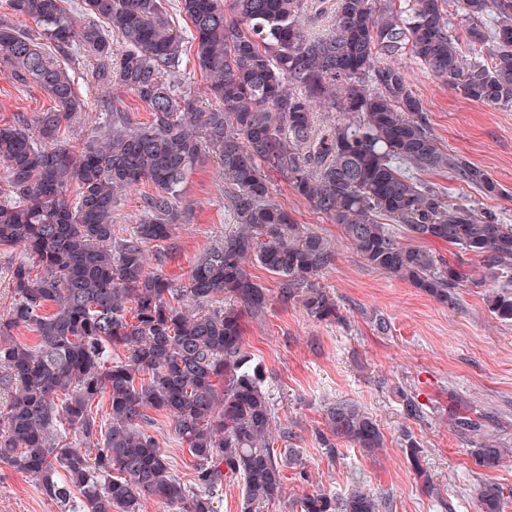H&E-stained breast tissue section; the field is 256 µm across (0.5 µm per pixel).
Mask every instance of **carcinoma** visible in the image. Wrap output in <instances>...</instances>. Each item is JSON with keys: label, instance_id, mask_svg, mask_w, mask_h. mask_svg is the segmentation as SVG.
<instances>
[{"label": "carcinoma", "instance_id": "1", "mask_svg": "<svg viewBox=\"0 0 512 512\" xmlns=\"http://www.w3.org/2000/svg\"><path fill=\"white\" fill-rule=\"evenodd\" d=\"M326 33L305 30V0H177L214 105L197 107L182 82L184 32L166 0H6L0 14V74L35 85L54 106L0 124V253L21 249L11 266L17 295L0 319V365L12 387L0 406V461L36 479L46 497L74 512H142V498L216 512L224 479L243 481L241 512L280 499L294 449L279 452L276 413L259 368L244 346L243 314L261 316L269 289L253 280L257 263L277 279L283 304L341 318L334 296L316 282L336 252L302 230L271 199V171L285 169L294 191L343 226L372 267L440 303L456 305L462 283L483 278L423 246L439 242L506 275L487 305L512 322V224L455 204L410 171H446L488 198L502 185L464 155L441 148L422 117L404 70L389 58L409 50L433 76L476 102L512 106V0H460L471 49L494 43L490 62H469L448 19L447 0H333ZM119 43L122 50L114 48ZM76 49L97 57L92 77L146 107V122L112 108L81 146L62 124L87 111L60 60ZM334 112L319 124L314 113ZM38 128L40 138L29 134ZM224 169V208L233 235L199 257L178 286L149 269L145 247L166 241L178 220L183 183L208 154ZM148 182L142 218L116 229L121 193ZM403 227L410 245L388 223ZM23 327L30 345L10 336ZM108 395V418L92 406ZM172 418L194 467L193 485L172 472L147 411ZM318 437L373 453L378 424L359 406L325 407ZM483 468L503 461L484 420L451 414ZM84 444L72 446L68 438ZM408 459L426 493L416 441ZM512 487L477 488L479 512H501ZM299 512H388L390 500L357 487L343 497H303Z\"/></svg>", "mask_w": 512, "mask_h": 512}]
</instances>
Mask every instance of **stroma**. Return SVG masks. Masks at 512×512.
<instances>
[{
    "label": "stroma",
    "mask_w": 512,
    "mask_h": 512,
    "mask_svg": "<svg viewBox=\"0 0 512 512\" xmlns=\"http://www.w3.org/2000/svg\"><path fill=\"white\" fill-rule=\"evenodd\" d=\"M421 100L426 122L443 149L459 152L488 171L504 188L488 199L445 172H417V180L435 184L450 200L476 207L512 224V107L489 106L465 98L428 73L409 53L396 58ZM40 89L23 88L0 76V122L17 113L51 108ZM272 198L300 228L326 237L335 260L318 281L331 292L343 322H321L302 304L271 300L264 316L245 317L244 344L261 370L264 388L276 409L279 427L289 432L288 447L299 454L285 469L283 495L262 512H292L293 500L323 491L342 496L354 487L388 495L391 512H477L476 489L484 483L512 487V457L485 469L475 464L469 439L449 424L458 401L471 413L486 416V431L512 448V322L496 319L486 297L498 285L464 284L459 303L448 307L408 283L367 264L344 237L341 225L294 191L286 174L271 176ZM179 219L169 240L148 244L160 256L163 274L186 282L197 258L236 229L224 208V177L214 156L190 173L176 206ZM383 317L387 333L374 326ZM412 396L418 415L403 401ZM357 403L385 436L381 449L363 453L351 441H335V454L322 448L327 403ZM152 429L162 442L171 468L188 482L192 457L174 433L170 417L154 413ZM420 445V464L436 491L427 494L411 466L407 440ZM0 512H59L39 485L0 462Z\"/></svg>",
    "instance_id": "stroma-1"
}]
</instances>
